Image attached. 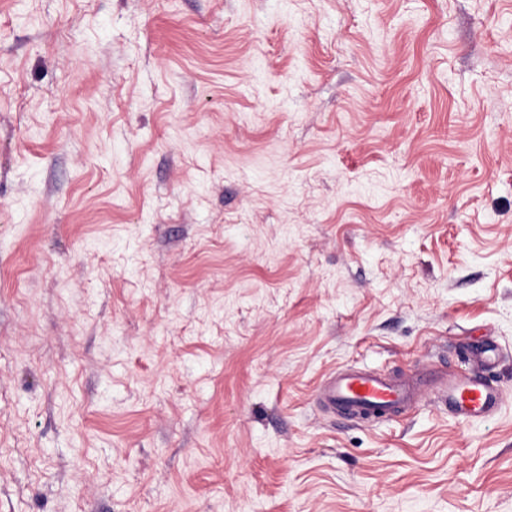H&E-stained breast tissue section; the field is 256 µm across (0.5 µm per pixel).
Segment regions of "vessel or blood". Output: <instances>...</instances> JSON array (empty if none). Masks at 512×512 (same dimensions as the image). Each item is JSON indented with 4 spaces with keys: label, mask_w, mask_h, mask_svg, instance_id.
Returning <instances> with one entry per match:
<instances>
[{
    "label": "vessel or blood",
    "mask_w": 512,
    "mask_h": 512,
    "mask_svg": "<svg viewBox=\"0 0 512 512\" xmlns=\"http://www.w3.org/2000/svg\"><path fill=\"white\" fill-rule=\"evenodd\" d=\"M498 358L497 348L488 341L470 349L468 359L474 363V370L449 376L435 391L450 414L470 422L487 419L498 411L505 393L487 373ZM428 390L427 381L421 377L393 379L350 369L325 378L318 394L327 408H340L350 415L369 420L414 408Z\"/></svg>",
    "instance_id": "b4317fda"
}]
</instances>
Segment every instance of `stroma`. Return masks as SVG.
Wrapping results in <instances>:
<instances>
[{
  "instance_id": "35a3bbf8",
  "label": "stroma",
  "mask_w": 512,
  "mask_h": 512,
  "mask_svg": "<svg viewBox=\"0 0 512 512\" xmlns=\"http://www.w3.org/2000/svg\"><path fill=\"white\" fill-rule=\"evenodd\" d=\"M0 512H512V0H0ZM499 358L497 348L488 340L469 350L468 361L477 370L448 376L436 397L448 406V413L465 421H480L494 415L505 400V393L485 370L494 366ZM428 391L429 385L421 377L393 379L350 369L325 378L318 394L323 404L334 412L337 407L352 416L369 420L412 409Z\"/></svg>"
}]
</instances>
